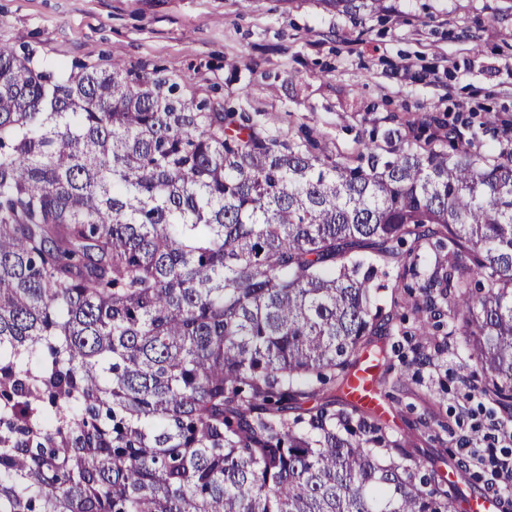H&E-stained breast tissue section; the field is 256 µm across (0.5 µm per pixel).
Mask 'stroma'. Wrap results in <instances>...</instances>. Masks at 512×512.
Returning <instances> with one entry per match:
<instances>
[{
	"mask_svg": "<svg viewBox=\"0 0 512 512\" xmlns=\"http://www.w3.org/2000/svg\"><path fill=\"white\" fill-rule=\"evenodd\" d=\"M0 45L29 48L66 73L115 60L249 113L267 135L310 136L322 154L355 160L387 135L416 140L450 128L485 151L512 148V0H383L347 14L325 0H0ZM420 277L386 265L380 392L390 439L422 469L456 472L454 497L487 490L483 469L456 470L461 436L505 418L482 396L483 375L448 332L423 320L421 285L436 250L422 240ZM434 359L418 366V354Z\"/></svg>",
	"mask_w": 512,
	"mask_h": 512,
	"instance_id": "obj_1",
	"label": "stroma"
}]
</instances>
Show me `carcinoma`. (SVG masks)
Masks as SVG:
<instances>
[{
	"label": "carcinoma",
	"mask_w": 512,
	"mask_h": 512,
	"mask_svg": "<svg viewBox=\"0 0 512 512\" xmlns=\"http://www.w3.org/2000/svg\"><path fill=\"white\" fill-rule=\"evenodd\" d=\"M374 11L381 0H325ZM352 166L120 61L0 46V512H455L345 392L385 262L441 237L451 331L512 406V151Z\"/></svg>",
	"instance_id": "carcinoma-1"
}]
</instances>
